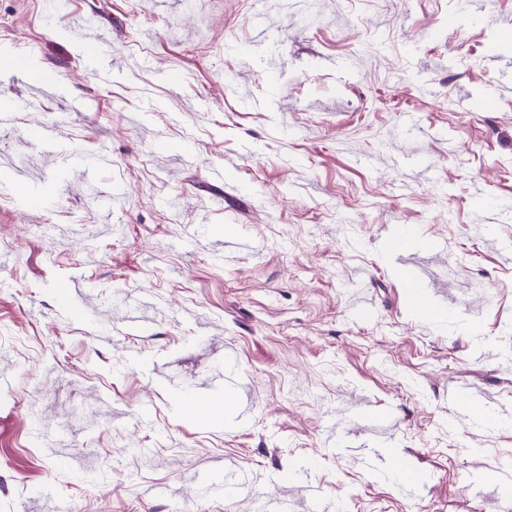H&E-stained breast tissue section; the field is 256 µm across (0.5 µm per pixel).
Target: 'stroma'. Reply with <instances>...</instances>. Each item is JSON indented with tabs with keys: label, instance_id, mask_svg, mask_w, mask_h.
<instances>
[{
	"label": "stroma",
	"instance_id": "stroma-1",
	"mask_svg": "<svg viewBox=\"0 0 512 512\" xmlns=\"http://www.w3.org/2000/svg\"><path fill=\"white\" fill-rule=\"evenodd\" d=\"M42 3L0 0V56H32L0 69V103L42 100L0 124V512H506L512 0H316L315 24L300 0ZM43 127L48 150L30 144ZM102 150L94 181L68 164ZM49 175L54 197L23 207ZM113 182L107 224L92 186ZM401 224L417 240L400 261ZM227 235L250 245L229 263L211 250ZM407 269L455 320L417 310ZM62 281L83 318L58 307ZM120 295L147 301L141 322ZM219 371L245 403L173 407ZM36 423L68 446L44 453ZM398 455L426 481L397 479ZM225 459L246 482L200 497L194 475Z\"/></svg>",
	"mask_w": 512,
	"mask_h": 512
}]
</instances>
